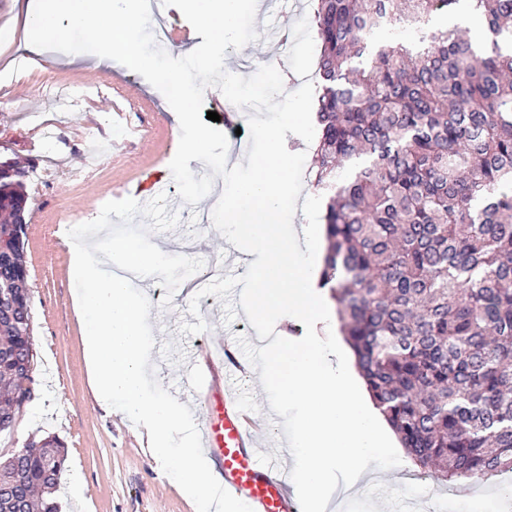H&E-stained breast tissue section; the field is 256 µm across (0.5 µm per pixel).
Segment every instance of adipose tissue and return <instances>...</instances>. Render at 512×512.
<instances>
[{
    "label": "adipose tissue",
    "instance_id": "ef3b65f1",
    "mask_svg": "<svg viewBox=\"0 0 512 512\" xmlns=\"http://www.w3.org/2000/svg\"><path fill=\"white\" fill-rule=\"evenodd\" d=\"M141 0H29L25 8L24 53L15 60V67L33 64L47 44L67 40L78 28L97 27L102 31L105 54L96 59L97 66L117 61L134 68L153 69L159 80L176 82L181 104L201 92L200 84L181 74L184 62L200 57L219 56L235 36L242 15L251 10L253 0H183L185 10L198 17L210 34L208 48L191 46L184 54L170 58L167 63L148 53L139 37V26L145 18ZM174 120L184 136L180 156L184 164L204 163L216 171L224 169V155L217 152L208 130L195 127L190 112L175 113Z\"/></svg>",
    "mask_w": 512,
    "mask_h": 512
}]
</instances>
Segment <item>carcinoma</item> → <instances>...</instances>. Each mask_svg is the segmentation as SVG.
Listing matches in <instances>:
<instances>
[{"instance_id": "carcinoma-1", "label": "carcinoma", "mask_w": 512, "mask_h": 512, "mask_svg": "<svg viewBox=\"0 0 512 512\" xmlns=\"http://www.w3.org/2000/svg\"><path fill=\"white\" fill-rule=\"evenodd\" d=\"M315 2L312 167L341 332L415 465L449 483L511 474L512 0ZM463 11L489 47L391 34ZM24 176L0 164V432L34 369ZM66 457L50 434L0 456V512H61Z\"/></svg>"}]
</instances>
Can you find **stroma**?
Wrapping results in <instances>:
<instances>
[{
    "mask_svg": "<svg viewBox=\"0 0 512 512\" xmlns=\"http://www.w3.org/2000/svg\"><path fill=\"white\" fill-rule=\"evenodd\" d=\"M273 24L287 30V43L265 38L267 26ZM255 29L259 40L227 50L231 70L248 77L263 65L284 72L299 63L304 70L316 71L321 43L311 0H279L276 11ZM100 36L95 28L71 32L65 45L48 46L32 67L14 77L8 74V64L20 43H0V162L16 160L28 170L25 254L35 350L32 398L14 427L0 433V455L19 451L35 435L50 433L62 439L67 447L60 478L62 512H195L152 457L145 431L123 412L95 403L84 364L85 325L75 305L62 225L74 216L92 221L107 201L133 196L135 188L158 181L168 195V211L186 210L169 170L180 136L170 114L179 101L153 70L99 69L83 60ZM150 240L171 254L185 251L204 261L215 254H235L210 224L183 221L174 230L151 233ZM141 284L152 303L154 374L180 403L191 406L196 423H203L201 378L188 368L195 350L204 346L219 355L226 343L240 337L258 348L263 342L245 313L225 322L219 300L201 304L194 316L184 289H177L164 309L156 296L158 277L142 279ZM198 316L207 323L206 332L179 333L182 323ZM232 393L257 424L259 455L279 457L284 469H293L283 419L271 411L259 371L251 366L237 374ZM412 468L406 457L391 469L370 468L376 484L347 501L343 512H403L407 495L401 476ZM421 481L424 505H434L451 492L459 512H474L473 498L495 494L499 488L495 481L461 483L452 490L432 476H422Z\"/></svg>",
    "mask_w": 512,
    "mask_h": 512,
    "instance_id": "35a3bbf8",
    "label": "stroma"
}]
</instances>
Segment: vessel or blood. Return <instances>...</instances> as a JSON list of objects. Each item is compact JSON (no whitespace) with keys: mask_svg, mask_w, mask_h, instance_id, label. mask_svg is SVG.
I'll list each match as a JSON object with an SVG mask.
<instances>
[{"mask_svg":"<svg viewBox=\"0 0 512 512\" xmlns=\"http://www.w3.org/2000/svg\"><path fill=\"white\" fill-rule=\"evenodd\" d=\"M202 359L211 385L201 439L207 455L219 465L222 486L253 512H300L298 501L288 492L287 472L276 460L259 456L253 422L230 396L229 382L238 365L235 356H227L221 366L211 353H203Z\"/></svg>","mask_w":512,"mask_h":512,"instance_id":"1","label":"vessel or blood"}]
</instances>
